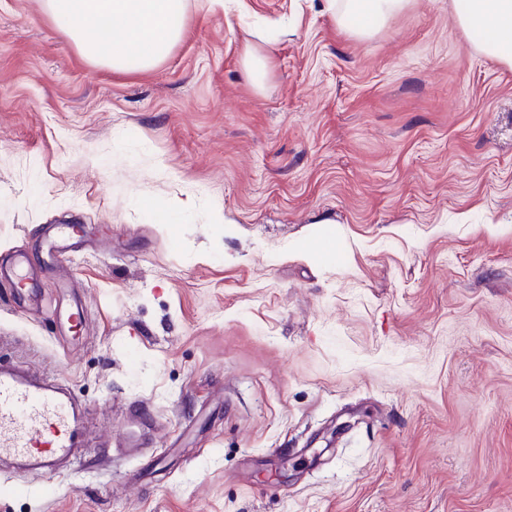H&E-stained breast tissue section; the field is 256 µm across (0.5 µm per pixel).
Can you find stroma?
Masks as SVG:
<instances>
[{
	"label": "stroma",
	"instance_id": "stroma-1",
	"mask_svg": "<svg viewBox=\"0 0 512 512\" xmlns=\"http://www.w3.org/2000/svg\"><path fill=\"white\" fill-rule=\"evenodd\" d=\"M186 4L115 72L0 0V258L37 285L0 281V361L86 446L0 460L57 487L0 512H512V67L448 0L362 39L325 0Z\"/></svg>",
	"mask_w": 512,
	"mask_h": 512
}]
</instances>
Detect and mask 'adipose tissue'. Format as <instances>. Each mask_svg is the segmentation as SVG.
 Listing matches in <instances>:
<instances>
[{"label":"adipose tissue","instance_id":"obj_1","mask_svg":"<svg viewBox=\"0 0 512 512\" xmlns=\"http://www.w3.org/2000/svg\"><path fill=\"white\" fill-rule=\"evenodd\" d=\"M408 0H327L338 22L357 19L355 35L382 28ZM46 14L92 65L116 71L151 69L180 41L186 0H43ZM456 18L464 30L484 36L486 53L512 65V0H463Z\"/></svg>","mask_w":512,"mask_h":512}]
</instances>
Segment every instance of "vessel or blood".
I'll return each mask as SVG.
<instances>
[{"instance_id": "obj_1", "label": "vessel or blood", "mask_w": 512, "mask_h": 512, "mask_svg": "<svg viewBox=\"0 0 512 512\" xmlns=\"http://www.w3.org/2000/svg\"><path fill=\"white\" fill-rule=\"evenodd\" d=\"M81 404L47 378L0 365V457L55 474L81 452Z\"/></svg>"}]
</instances>
